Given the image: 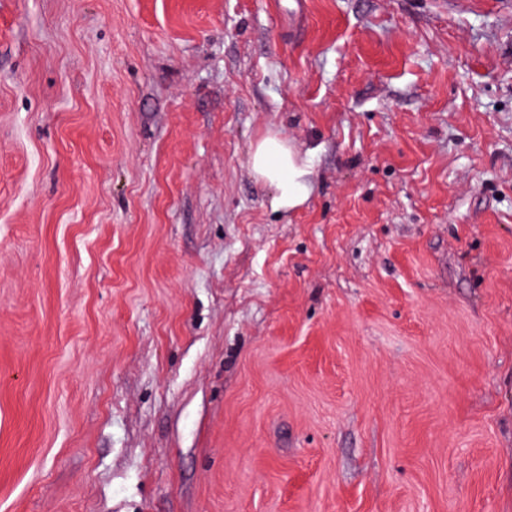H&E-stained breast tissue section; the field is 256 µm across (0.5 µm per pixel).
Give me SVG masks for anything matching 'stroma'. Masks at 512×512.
Here are the masks:
<instances>
[{
  "label": "stroma",
  "mask_w": 512,
  "mask_h": 512,
  "mask_svg": "<svg viewBox=\"0 0 512 512\" xmlns=\"http://www.w3.org/2000/svg\"><path fill=\"white\" fill-rule=\"evenodd\" d=\"M0 512H512V0H0ZM249 165L254 179L273 190L276 209L294 210L312 193L311 160L300 154L279 130H268L251 144Z\"/></svg>",
  "instance_id": "obj_1"
}]
</instances>
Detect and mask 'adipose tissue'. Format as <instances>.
<instances>
[{
	"label": "adipose tissue",
	"mask_w": 512,
	"mask_h": 512,
	"mask_svg": "<svg viewBox=\"0 0 512 512\" xmlns=\"http://www.w3.org/2000/svg\"><path fill=\"white\" fill-rule=\"evenodd\" d=\"M249 165L254 179L272 189L274 208L289 211L308 201L312 193L311 160L281 131H267L252 142Z\"/></svg>",
	"instance_id": "obj_1"
}]
</instances>
